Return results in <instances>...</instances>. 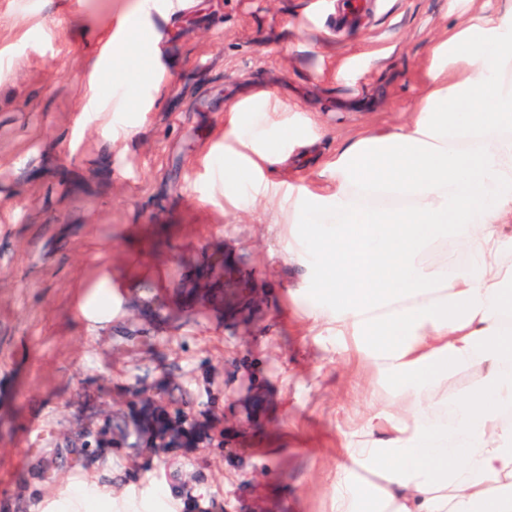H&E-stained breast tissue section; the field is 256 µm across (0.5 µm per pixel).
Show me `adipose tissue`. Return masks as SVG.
Wrapping results in <instances>:
<instances>
[{"instance_id": "adipose-tissue-1", "label": "adipose tissue", "mask_w": 512, "mask_h": 512, "mask_svg": "<svg viewBox=\"0 0 512 512\" xmlns=\"http://www.w3.org/2000/svg\"><path fill=\"white\" fill-rule=\"evenodd\" d=\"M427 75L403 125L345 143L325 192L288 203L292 255L322 259L299 306L386 387L344 435L328 512H512V11L468 17ZM275 107L229 127L262 160Z\"/></svg>"}]
</instances>
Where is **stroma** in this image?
<instances>
[{
	"instance_id": "obj_1",
	"label": "stroma",
	"mask_w": 512,
	"mask_h": 512,
	"mask_svg": "<svg viewBox=\"0 0 512 512\" xmlns=\"http://www.w3.org/2000/svg\"><path fill=\"white\" fill-rule=\"evenodd\" d=\"M0 0V512H326L342 429L365 377L312 329L288 257L290 197L319 192L350 138L404 123L433 43L512 0ZM153 34L134 101L108 66L125 21ZM286 103L301 133L224 195L234 104ZM229 259L259 285L234 320L201 297ZM158 399L200 423L194 448L87 425ZM94 491L77 500L75 489Z\"/></svg>"
}]
</instances>
